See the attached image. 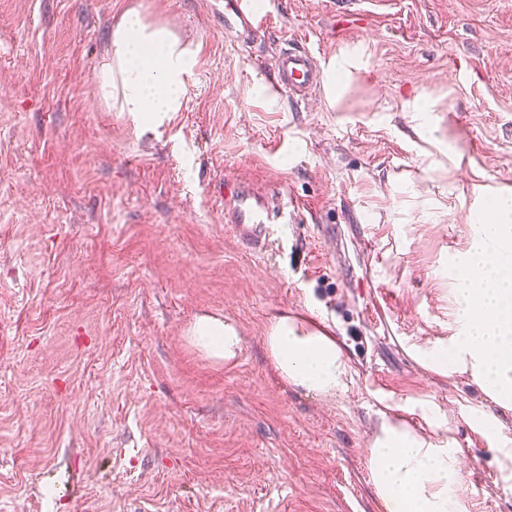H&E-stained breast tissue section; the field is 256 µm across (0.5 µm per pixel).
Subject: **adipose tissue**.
I'll return each instance as SVG.
<instances>
[{"instance_id":"1","label":"adipose tissue","mask_w":512,"mask_h":512,"mask_svg":"<svg viewBox=\"0 0 512 512\" xmlns=\"http://www.w3.org/2000/svg\"><path fill=\"white\" fill-rule=\"evenodd\" d=\"M194 62L190 50L167 28L126 12L113 26L100 65L98 89L115 111L130 113L153 129L180 111ZM192 340L210 357L231 362L241 351L234 326L199 318ZM266 357L287 385L321 396L346 391L350 366L334 336L304 317L280 314L265 338ZM428 432L414 430L402 416L382 413L369 441L371 482L377 512H467L456 489L463 475L458 450L444 435L446 422L435 407L422 408Z\"/></svg>"}]
</instances>
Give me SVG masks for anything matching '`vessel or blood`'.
I'll list each match as a JSON object with an SVG mask.
<instances>
[{
  "mask_svg": "<svg viewBox=\"0 0 512 512\" xmlns=\"http://www.w3.org/2000/svg\"><path fill=\"white\" fill-rule=\"evenodd\" d=\"M225 29L243 43L264 40L274 29L279 16L276 0L269 7L257 9L254 0H226ZM276 93L297 102L315 99L323 83V70L315 50L308 41H284L275 57ZM289 201L271 198L254 191L245 183H227L224 194V221L236 239L246 248L261 252L273 236L281 233L288 219Z\"/></svg>",
  "mask_w": 512,
  "mask_h": 512,
  "instance_id": "vessel-or-blood-1",
  "label": "vessel or blood"
}]
</instances>
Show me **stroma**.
Instances as JSON below:
<instances>
[{"mask_svg": "<svg viewBox=\"0 0 512 512\" xmlns=\"http://www.w3.org/2000/svg\"><path fill=\"white\" fill-rule=\"evenodd\" d=\"M259 44L224 0H0V512H376L368 441L382 410L439 406L468 512H512L469 417L512 411L423 366L457 329L451 262L477 193L512 188V0H281ZM135 9L187 41V99L156 131L99 97L111 26ZM363 77L336 104L254 89L283 37ZM424 102L427 112L413 111ZM299 202L254 253L215 185ZM312 319L345 392L286 386L264 338ZM232 323V363L191 340Z\"/></svg>", "mask_w": 512, "mask_h": 512, "instance_id": "1", "label": "stroma"}]
</instances>
